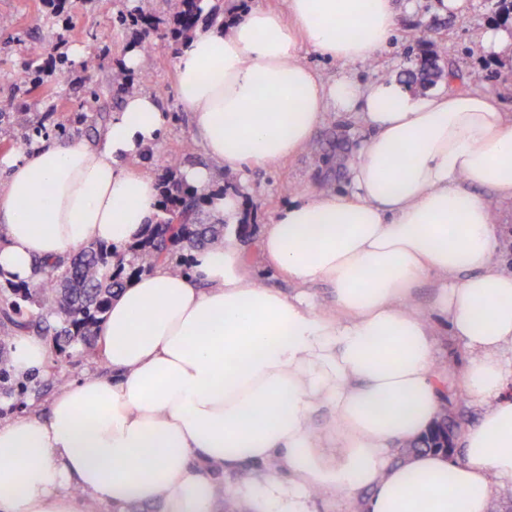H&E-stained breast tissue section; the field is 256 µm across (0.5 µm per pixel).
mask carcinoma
Wrapping results in <instances>:
<instances>
[{"label": "carcinoma", "mask_w": 512, "mask_h": 512, "mask_svg": "<svg viewBox=\"0 0 512 512\" xmlns=\"http://www.w3.org/2000/svg\"><path fill=\"white\" fill-rule=\"evenodd\" d=\"M170 2L171 15L165 34L177 41L196 29L200 9L198 0ZM118 22L140 27L136 44L141 48L142 66L149 65V42L157 28L141 15L122 16ZM110 83L127 94L137 90L130 72L121 66L112 70ZM189 150L187 145L183 154L172 156L165 173L158 177L159 219L150 225L146 236L131 247V260H126L123 253L92 241L65 261L39 262L36 283L12 285L10 295L0 298V341L34 323L42 334L59 343L62 353L68 344L89 345L112 297L127 281L125 263H130L136 272H145L159 263L173 260L179 251H198L224 239V224L198 223L203 198L180 174L182 155ZM33 307L37 309V316L30 319L24 310Z\"/></svg>", "instance_id": "cac0c4a2"}]
</instances>
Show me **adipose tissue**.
<instances>
[{
    "label": "adipose tissue",
    "instance_id": "obj_1",
    "mask_svg": "<svg viewBox=\"0 0 512 512\" xmlns=\"http://www.w3.org/2000/svg\"><path fill=\"white\" fill-rule=\"evenodd\" d=\"M178 46L177 98L224 169L301 151L332 108L357 111L370 137L348 163L349 190L304 192L259 240L294 294L259 284L235 237L194 254L188 272L131 278L99 331L108 377L54 397L47 417L0 422V512H82L88 499L128 512H318L361 495L360 512H491L512 484V270L496 203L512 202V113L460 90L417 94L398 81L320 82L302 47L345 64L387 47L396 0H286ZM269 99L273 108L247 111ZM168 118L136 91L97 140L63 138L0 157V282L96 241L125 250L159 215L155 179L129 162L159 144ZM207 208L241 220L237 193L182 171ZM487 197H479V190ZM435 286L469 354L462 391L483 405L454 451L406 454L436 423L448 372L415 301ZM329 288L323 310L309 291ZM48 344L14 339L11 367L41 369ZM324 423H317V415ZM234 477L220 487L215 472Z\"/></svg>",
    "mask_w": 512,
    "mask_h": 512
}]
</instances>
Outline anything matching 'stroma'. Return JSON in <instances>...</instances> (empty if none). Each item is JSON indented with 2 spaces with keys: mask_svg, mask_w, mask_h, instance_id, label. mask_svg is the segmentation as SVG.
<instances>
[{
  "mask_svg": "<svg viewBox=\"0 0 512 512\" xmlns=\"http://www.w3.org/2000/svg\"><path fill=\"white\" fill-rule=\"evenodd\" d=\"M465 13L449 12L444 0H414L413 9H400L398 28L389 50L377 60L342 65L315 52H305L306 62L323 81L346 77L365 84L377 78L406 81L408 72L427 62L454 67L461 75L479 73L482 80L474 92L497 99L512 113V45L497 55L488 54L482 44L492 28H512L502 0H467ZM137 11L154 21L166 22L167 0H67L64 9L53 8L48 0H0V15L12 16L15 25L0 30V157L6 151L24 147L23 136L13 125L15 113L27 112L45 119L49 138L61 135L76 114L95 121L98 113L115 110L121 97L108 82L113 68L121 63L135 39L134 30L118 26V14ZM85 27V45L101 57L102 69L89 75L72 62L76 43L66 30L67 22ZM178 44L169 38L153 40V63L132 75L137 88L156 95L173 119L152 157L136 162L141 172L155 176L170 155L179 153L192 140L190 116L182 111L176 97L175 55ZM40 68L46 84L30 92L28 72ZM369 132L352 112L330 111L314 131L309 146L295 157L267 165H249L244 175L213 172L212 187H232L243 199L244 215L250 226L244 256L260 284L291 292L292 286L271 271L258 247L263 224L287 203L292 193L336 190L347 180V158L361 147ZM437 333L436 355L451 366L448 374V413L460 425L476 423L479 407L468 403L455 379L466 364V354L450 333L448 320L432 313ZM100 351L77 345L64 353H52L43 371L26 380L7 377L0 381V418L12 419L45 413L54 394L62 387L90 374L110 375Z\"/></svg>",
  "mask_w": 512,
  "mask_h": 512,
  "instance_id": "35a3bbf8",
  "label": "stroma"
}]
</instances>
